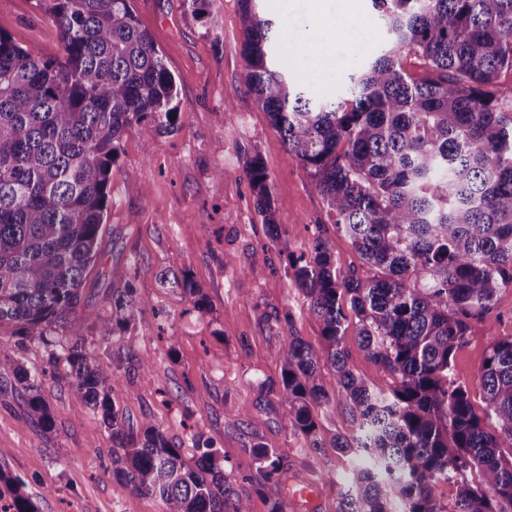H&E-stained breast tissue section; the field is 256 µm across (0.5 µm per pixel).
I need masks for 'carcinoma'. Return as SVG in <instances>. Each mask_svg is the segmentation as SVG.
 Here are the masks:
<instances>
[{
  "instance_id": "obj_1",
  "label": "carcinoma",
  "mask_w": 512,
  "mask_h": 512,
  "mask_svg": "<svg viewBox=\"0 0 512 512\" xmlns=\"http://www.w3.org/2000/svg\"><path fill=\"white\" fill-rule=\"evenodd\" d=\"M259 0H239L245 83L281 135L288 155L310 172L336 232L359 255L362 273L339 272L329 241L287 256L295 285L321 322L317 347L290 334L280 380L251 406L224 409L237 420L278 407L280 423L319 448L312 404L330 402L320 367L336 373V407L355 433L332 448L360 462L339 512H512V337L493 338L480 369L487 428L454 356L471 324L512 288V0H372L388 41L356 74L345 98L318 100L276 63L275 27ZM55 26L62 58L44 59L0 30V327L17 337L70 335L112 208L111 177L124 133L137 128L145 151L174 130L177 86L132 0H35ZM413 53L424 76L405 73ZM255 209L278 231L269 174L244 158ZM163 284L197 304L188 273ZM132 288L112 291L98 318L112 355L60 345L75 402L101 413L112 442V474L164 512H250L224 481V456L205 447L191 460L155 425L131 428L113 387L149 361L115 347L135 319ZM355 326L375 366L371 378L348 365L344 337ZM15 380L42 427L54 420L41 382L22 366ZM260 489L283 482L274 449H246ZM440 482L455 498L435 494ZM4 512H39L23 483L0 468Z\"/></svg>"
}]
</instances>
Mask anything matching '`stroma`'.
Instances as JSON below:
<instances>
[{
  "instance_id": "1",
  "label": "stroma",
  "mask_w": 512,
  "mask_h": 512,
  "mask_svg": "<svg viewBox=\"0 0 512 512\" xmlns=\"http://www.w3.org/2000/svg\"><path fill=\"white\" fill-rule=\"evenodd\" d=\"M349 2L355 23L316 28L308 19L309 0H263L266 15L284 21L279 55L312 96H338L348 74L382 38L372 0ZM34 3L0 0V30L34 55L59 57L56 28ZM132 4L175 78L178 119L174 133L157 137L152 148H145L134 128L121 140L97 275L71 316L77 339L110 367L94 316L109 312L113 289L132 284L139 311L117 342L149 365L111 394L127 423L155 421L188 457L199 444L217 450L227 481L251 512H269L277 497L289 499L290 512H338L352 459L337 454L331 443L353 432L340 409L331 403L313 408L325 446L321 452L284 428L275 410L248 422L225 417L224 411L251 405L264 385L279 380L285 336L320 343V323L292 283L288 253L309 251L321 231L341 271L361 260L336 233L308 171L288 155L266 112L244 91L238 0H213L204 19L193 14L189 0ZM309 35L333 39L329 58L305 53ZM234 87L241 95L229 115L224 95ZM254 151L272 182L281 231L275 241L255 210L243 168L245 153ZM168 269L189 273L204 295L201 306L161 284ZM494 336H512L511 288L498 294L486 318L473 323L454 359V373L481 417L486 403L479 370ZM0 340L41 380L55 423L48 430L32 421L22 390L11 384L12 368H0V466L24 484L40 512H163L158 497L135 494L113 476L112 442L100 414L77 409L67 384L55 379L42 340L16 345L7 328L0 330ZM253 443L284 455L288 473L282 485L260 492L248 481L251 461L244 450ZM327 463L335 484L310 499L295 497L296 489L315 486Z\"/></svg>"
}]
</instances>
